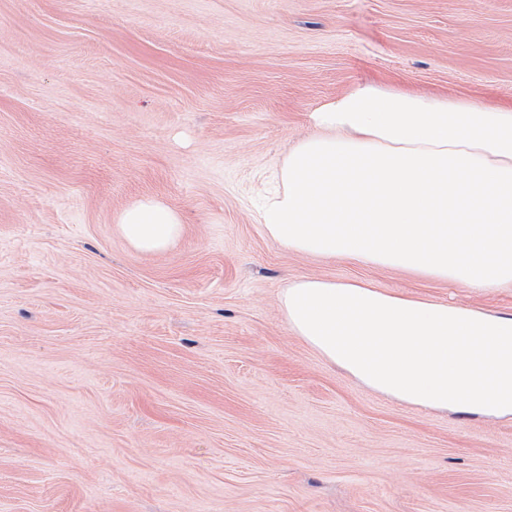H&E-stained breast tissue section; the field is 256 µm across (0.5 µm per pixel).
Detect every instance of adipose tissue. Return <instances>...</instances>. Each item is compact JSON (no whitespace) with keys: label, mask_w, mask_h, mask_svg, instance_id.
Masks as SVG:
<instances>
[{"label":"adipose tissue","mask_w":512,"mask_h":512,"mask_svg":"<svg viewBox=\"0 0 512 512\" xmlns=\"http://www.w3.org/2000/svg\"><path fill=\"white\" fill-rule=\"evenodd\" d=\"M308 118L314 135L288 149L281 188L257 212L272 241L451 285H512V106L358 84ZM112 221L140 252L183 230L153 198ZM278 303L295 336L369 389L512 421V314L310 277Z\"/></svg>","instance_id":"ef3b65f1"}]
</instances>
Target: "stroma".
Here are the masks:
<instances>
[{
  "label": "stroma",
  "instance_id": "35a3bbf8",
  "mask_svg": "<svg viewBox=\"0 0 512 512\" xmlns=\"http://www.w3.org/2000/svg\"><path fill=\"white\" fill-rule=\"evenodd\" d=\"M512 104V0H0V512H512V423L418 411L289 329L299 276L512 312L270 240L359 83ZM143 198L183 232L142 253ZM112 221L127 243L140 252L168 249L183 230L177 211L153 198L123 208L115 213Z\"/></svg>",
  "mask_w": 512,
  "mask_h": 512
}]
</instances>
